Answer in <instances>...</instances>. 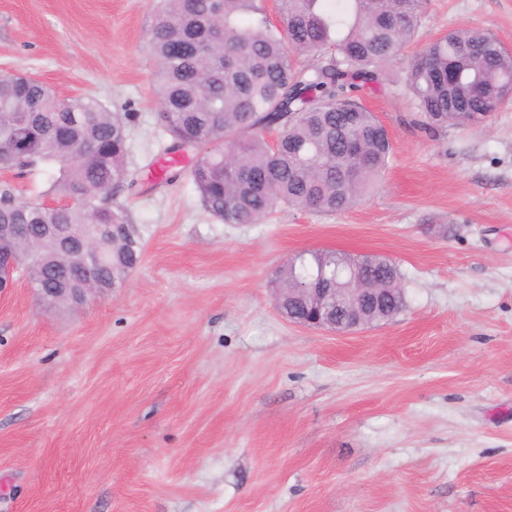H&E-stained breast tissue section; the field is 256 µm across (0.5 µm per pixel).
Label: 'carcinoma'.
<instances>
[{
  "label": "carcinoma",
  "instance_id": "cac0c4a2",
  "mask_svg": "<svg viewBox=\"0 0 512 512\" xmlns=\"http://www.w3.org/2000/svg\"><path fill=\"white\" fill-rule=\"evenodd\" d=\"M421 0H279L280 25L263 0H157L147 48L158 120L172 149L195 153L190 178L204 209L226 224H257L285 208L339 213L380 182L392 156L387 128L361 102L382 67L413 40ZM313 62L303 68L294 57ZM402 83L429 131L485 124L512 91V51L487 29L457 28L426 44ZM127 116L92 96L65 98L46 84L0 75V146L26 144L5 169L45 165L69 202L0 193V224L42 237L10 244L34 289L80 288L91 275L108 292L139 264L143 245L123 207L109 203L129 180ZM274 129L279 144L266 133ZM95 233L105 261L88 271L61 237ZM331 287L358 276L384 288L375 322L405 307L399 265L382 255L301 253L277 271L276 288Z\"/></svg>",
  "mask_w": 512,
  "mask_h": 512
}]
</instances>
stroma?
Wrapping results in <instances>:
<instances>
[{
  "label": "stroma",
  "mask_w": 512,
  "mask_h": 512,
  "mask_svg": "<svg viewBox=\"0 0 512 512\" xmlns=\"http://www.w3.org/2000/svg\"><path fill=\"white\" fill-rule=\"evenodd\" d=\"M154 3L0 0V75L130 113L114 200L143 243L103 299L0 297V512H512V105L428 134L398 81L462 26L512 49V0H424L362 99L393 141L378 187L257 224L205 212L190 156L165 174ZM56 176L0 190L50 205ZM318 248L395 260L405 309L346 335L282 318L276 270Z\"/></svg>",
  "instance_id": "stroma-1"
}]
</instances>
